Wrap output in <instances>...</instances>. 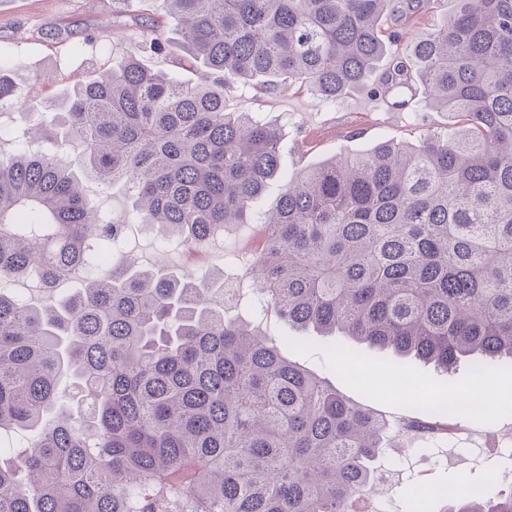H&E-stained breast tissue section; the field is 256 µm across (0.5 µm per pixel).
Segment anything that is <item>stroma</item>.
<instances>
[{
	"instance_id": "1",
	"label": "stroma",
	"mask_w": 512,
	"mask_h": 512,
	"mask_svg": "<svg viewBox=\"0 0 512 512\" xmlns=\"http://www.w3.org/2000/svg\"><path fill=\"white\" fill-rule=\"evenodd\" d=\"M112 34L99 42L100 32ZM143 32L134 19L113 10L112 0H0V51L13 70V88L0 104V155H10L16 145L13 130L23 127L26 111L41 108L62 92L85 84L106 72L131 51ZM164 49L147 58L157 71L176 74L181 80H197L199 66L186 63L172 26L153 33ZM376 76L332 106L318 104L304 91L239 89L228 94L233 112H251L275 125L281 134L280 177L270 184L262 209L272 208L285 186L305 168L316 167L345 150L355 153L382 141L418 142L429 129H457L459 121L443 111H422L419 102L393 111L371 94ZM262 227L251 222L224 232V254L208 255L197 249L159 247L148 228L127 237L126 251L143 266H162L185 275L200 276L212 269L224 273L225 287L235 289L228 317L258 325L279 345L288 360L323 378L348 402L380 419L417 420L423 410L407 392L417 397H442L472 391L479 378L467 364L450 374L414 357H398L391 350L335 336H301L274 311H260L248 290L246 269L238 263L244 252H254ZM485 393L490 406L483 413L460 420L453 440L444 436L409 434L392 439L381 457L385 465H397L393 484L386 491L387 512H438L430 491L455 482L459 489L493 482L496 489L512 487V461H504L496 474L474 461L475 448L491 446L496 436L512 429V362L494 366Z\"/></svg>"
}]
</instances>
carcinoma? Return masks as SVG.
Returning <instances> with one entry per match:
<instances>
[{
    "mask_svg": "<svg viewBox=\"0 0 512 512\" xmlns=\"http://www.w3.org/2000/svg\"><path fill=\"white\" fill-rule=\"evenodd\" d=\"M210 81L144 67L149 39L117 67L36 115L0 155V512H356L394 425L347 402L226 316L220 276L138 267L116 249L133 221L198 246L261 215L250 268L263 305L297 330L341 333L449 371L512 359V0H163ZM407 40L372 93L402 110L421 97L465 127L384 142L301 171L259 206L280 169L278 130L230 112L234 85L307 87L332 105ZM123 181L131 208L90 205L82 178ZM34 306L5 292L36 274ZM71 381L62 394L58 383ZM446 512H512V490L453 485Z\"/></svg>",
    "mask_w": 512,
    "mask_h": 512,
    "instance_id": "1",
    "label": "carcinoma"
}]
</instances>
